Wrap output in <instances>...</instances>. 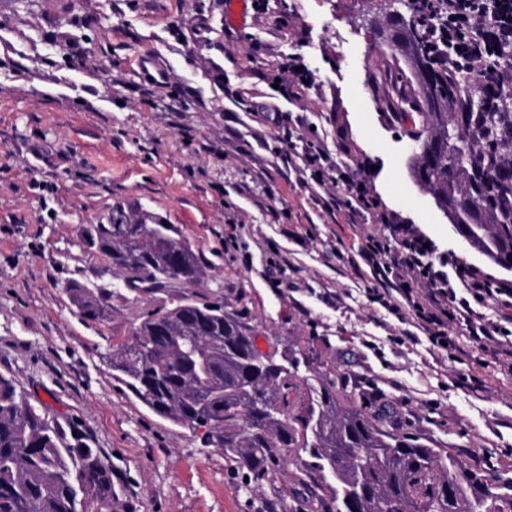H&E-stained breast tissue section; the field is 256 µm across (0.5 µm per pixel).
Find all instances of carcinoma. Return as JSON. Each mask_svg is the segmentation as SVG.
<instances>
[{"instance_id":"obj_1","label":"carcinoma","mask_w":512,"mask_h":512,"mask_svg":"<svg viewBox=\"0 0 512 512\" xmlns=\"http://www.w3.org/2000/svg\"><path fill=\"white\" fill-rule=\"evenodd\" d=\"M383 31L419 87L415 180L443 205L459 209L461 232L496 265L512 263V97L486 93L460 112L468 74L437 64L456 46L423 39L418 0H384ZM130 288L153 290L202 278L198 252L173 224L112 208L106 222L81 231ZM80 316L101 319L102 297L67 289ZM113 376L150 411L193 432L206 447L260 485L294 451L310 461L296 476L308 512H512V477L473 465L400 431L392 402L374 405L353 374L315 376L302 410L288 386L300 361L261 352L254 330L220 304L181 299L135 327L109 359ZM357 452L345 455V449ZM117 498L112 467L68 417L33 406L0 374V512H110Z\"/></svg>"}]
</instances>
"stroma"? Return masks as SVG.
Wrapping results in <instances>:
<instances>
[{
	"label": "stroma",
	"mask_w": 512,
	"mask_h": 512,
	"mask_svg": "<svg viewBox=\"0 0 512 512\" xmlns=\"http://www.w3.org/2000/svg\"><path fill=\"white\" fill-rule=\"evenodd\" d=\"M200 13L207 29L177 27ZM386 23L376 0H256L234 29L222 0H37L29 13L0 0V57L17 59L0 71V373L102 448L125 512L301 510L295 463L247 482L222 450L113 377L108 354L185 296L242 313L264 352L353 370L437 447L512 464V367L494 345L458 337L484 382L473 391L447 351L398 343L406 324L370 301L374 281L358 254L375 225L331 223L316 199L334 185L289 165L278 115L255 110L277 102L294 135H314L332 157L348 150L381 205L437 256L511 280L449 235L410 174L417 85L375 37ZM289 57L311 76L300 98L281 69ZM384 68L403 113L372 80ZM148 70L163 71L165 85H148ZM116 206L176 225L206 264L203 282L125 287L80 236ZM73 283L103 294L105 318L78 314Z\"/></svg>",
	"instance_id": "obj_1"
}]
</instances>
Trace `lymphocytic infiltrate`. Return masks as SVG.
<instances>
[{"instance_id": "f902f5d3", "label": "lymphocytic infiltrate", "mask_w": 512, "mask_h": 512, "mask_svg": "<svg viewBox=\"0 0 512 512\" xmlns=\"http://www.w3.org/2000/svg\"><path fill=\"white\" fill-rule=\"evenodd\" d=\"M431 7L433 15L446 18L448 25L426 27L428 39L460 44L441 59L449 74L466 72L483 78L485 88L499 94L511 89L512 67L487 65L485 51L492 41L512 46V0H431ZM298 157L316 173L318 183L339 187L341 197L328 203V210L342 208L347 223L384 224L399 235L400 248L392 253L377 236L364 238L362 258L378 281L369 291L372 302L386 307L393 295H400L412 311L415 327L435 345L447 340L452 327L478 342L512 335V282L489 280L467 265L456 273L466 290L465 295H458L449 286L447 274L436 269L425 237L412 226L399 223L394 213L381 209L370 188L356 178V162L329 164L326 153L310 140L303 142ZM478 305L496 306L499 323L489 326L474 321Z\"/></svg>"}]
</instances>
